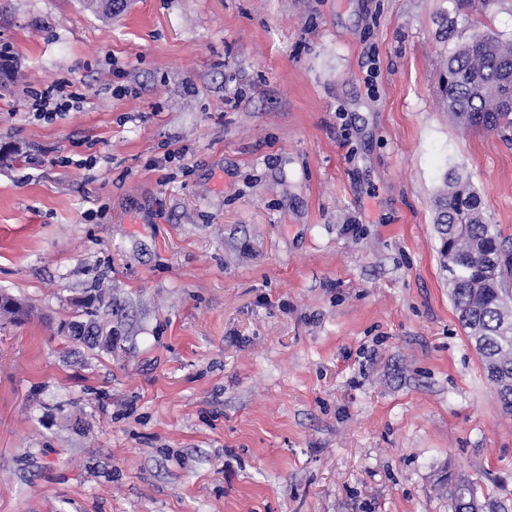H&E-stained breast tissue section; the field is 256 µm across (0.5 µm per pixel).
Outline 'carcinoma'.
Here are the masks:
<instances>
[{"label":"carcinoma","mask_w":512,"mask_h":512,"mask_svg":"<svg viewBox=\"0 0 512 512\" xmlns=\"http://www.w3.org/2000/svg\"><path fill=\"white\" fill-rule=\"evenodd\" d=\"M512 81V40L476 32L448 53L440 75L448 114L459 125L497 134L512 140V109L503 102V85ZM435 223L460 224V234L448 238V253L456 258L457 277L452 299L458 319L468 338L477 342L483 369L493 377L496 364L505 368L503 384L496 386L503 411L512 413V298L504 288L512 276V262L496 271L486 265V255L501 246L493 225L484 221L481 200L469 180L458 176L444 180L434 201ZM0 315L23 322L30 305L13 298V306L1 307ZM454 512H487L491 504L478 499L473 486L460 495L452 487Z\"/></svg>","instance_id":"obj_1"}]
</instances>
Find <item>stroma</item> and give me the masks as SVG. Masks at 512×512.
<instances>
[{"label": "stroma", "instance_id": "stroma-1", "mask_svg": "<svg viewBox=\"0 0 512 512\" xmlns=\"http://www.w3.org/2000/svg\"><path fill=\"white\" fill-rule=\"evenodd\" d=\"M477 31L512 0H0V512H512L433 224L458 172L512 252V141L438 87ZM80 97L65 92L64 86L54 85L44 89L34 100L33 111L43 119H53L62 115V112H69L80 103ZM464 485L468 488V492L465 493L464 496H460V492L458 491V485ZM451 496L454 501V512H475L476 510H481V512L493 511L491 508V504L486 502H481L476 494L475 489L470 484L465 483H457L451 489Z\"/></svg>", "mask_w": 512, "mask_h": 512}]
</instances>
